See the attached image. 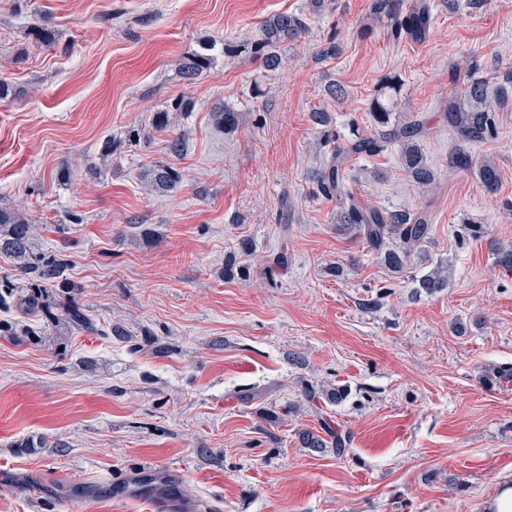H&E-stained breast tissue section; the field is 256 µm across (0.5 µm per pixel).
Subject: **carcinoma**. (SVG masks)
<instances>
[{
	"instance_id": "carcinoma-1",
	"label": "carcinoma",
	"mask_w": 512,
	"mask_h": 512,
	"mask_svg": "<svg viewBox=\"0 0 512 512\" xmlns=\"http://www.w3.org/2000/svg\"><path fill=\"white\" fill-rule=\"evenodd\" d=\"M371 15L391 22V33L399 39L424 37L431 25L430 0H372ZM307 29L305 18L295 14L278 13L265 19L259 34L251 45V55L261 67L270 72L283 65L280 47L297 41ZM211 58L205 54L187 57L181 62V74L194 80L208 68ZM374 127L372 132L357 136L346 143L336 142L329 150L319 171L318 185L324 197L337 204V223L349 229L371 249L383 254L388 269L397 274L403 271L412 253L430 234L428 215L421 211H393L379 206L360 205L348 187L351 159L377 155L388 147L401 151L406 172L418 184L428 186L436 176L426 163L419 147L426 129L419 120L405 124L392 123L390 99L376 97L371 103ZM192 111V100L181 97L171 103V110L158 112L154 125L164 130L169 124V112ZM444 116L448 126L460 141L481 143L494 138L495 121L488 103V92L481 81L468 83L460 95L448 100ZM477 176L484 190L495 194L499 188V173L494 163L486 161L477 168ZM145 179L158 191L176 187L183 179L181 172L170 164H155L145 170ZM0 255L13 261L23 284L10 277L0 279V310H20L26 314L42 313L53 324L64 322L76 331H92L94 324L79 298V289L67 281L69 262L66 254L52 253L42 248L36 235V225L27 213L0 206ZM419 287L435 293L448 287V275L442 267L421 277ZM309 403L321 395L331 403L343 399L340 387L321 393L312 387L303 388ZM302 447L320 452L332 445L336 456L346 451V438L340 434L327 441L314 431L300 433Z\"/></svg>"
}]
</instances>
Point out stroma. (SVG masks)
Segmentation results:
<instances>
[{
  "instance_id": "obj_1",
  "label": "stroma",
  "mask_w": 512,
  "mask_h": 512,
  "mask_svg": "<svg viewBox=\"0 0 512 512\" xmlns=\"http://www.w3.org/2000/svg\"><path fill=\"white\" fill-rule=\"evenodd\" d=\"M431 2L412 42L371 20V0L317 13L310 0H0V73L15 89L0 99V204L26 210L44 250L65 248L96 326L59 336L29 317L34 336L0 335V512H153L146 464L177 512H483L512 478V378L483 383L512 365V275L494 251L512 244V0ZM279 12L307 31L268 73L248 48ZM330 37L339 51L321 57ZM205 49L212 65L186 81L180 60ZM391 75L393 117L429 128L438 185L415 183L394 147L353 158L350 185L430 215L400 276L338 230L317 186L328 133H368ZM473 79L498 135L464 146L444 107ZM332 83L342 98L325 97ZM182 96L193 110L155 129ZM222 105L235 129L215 125ZM317 107L328 127L311 122ZM174 134L187 143L176 159ZM463 147L496 165V195L451 166ZM169 161L182 184L147 188L143 170ZM440 266L447 288L421 290ZM306 383L348 394L317 410ZM323 421L348 437L343 456L301 447Z\"/></svg>"
}]
</instances>
